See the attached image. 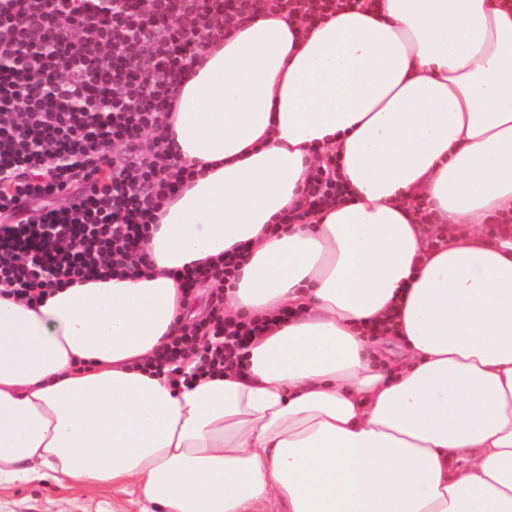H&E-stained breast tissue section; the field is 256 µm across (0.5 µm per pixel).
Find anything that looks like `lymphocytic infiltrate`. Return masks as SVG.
<instances>
[{
	"label": "lymphocytic infiltrate",
	"instance_id": "lymphocytic-infiltrate-1",
	"mask_svg": "<svg viewBox=\"0 0 512 512\" xmlns=\"http://www.w3.org/2000/svg\"><path fill=\"white\" fill-rule=\"evenodd\" d=\"M0 0V284L17 297L98 267H136L138 246L186 173L154 134L212 32L286 9L317 23L361 0ZM66 29L68 39L50 42ZM337 158L309 178L305 211L342 200ZM238 255L213 271L207 319L157 355L173 385L242 365L267 322L224 319ZM195 355L193 374L176 363Z\"/></svg>",
	"mask_w": 512,
	"mask_h": 512
}]
</instances>
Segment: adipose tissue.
Wrapping results in <instances>:
<instances>
[{"label": "adipose tissue", "instance_id": "1", "mask_svg": "<svg viewBox=\"0 0 512 512\" xmlns=\"http://www.w3.org/2000/svg\"><path fill=\"white\" fill-rule=\"evenodd\" d=\"M202 57L163 131L192 175L141 271L0 296V487L512 512V235L485 230L512 217V0L266 13ZM328 154L349 201L281 223ZM237 247L224 316L271 323L246 366L177 387L145 370L192 319L180 273Z\"/></svg>", "mask_w": 512, "mask_h": 512}]
</instances>
